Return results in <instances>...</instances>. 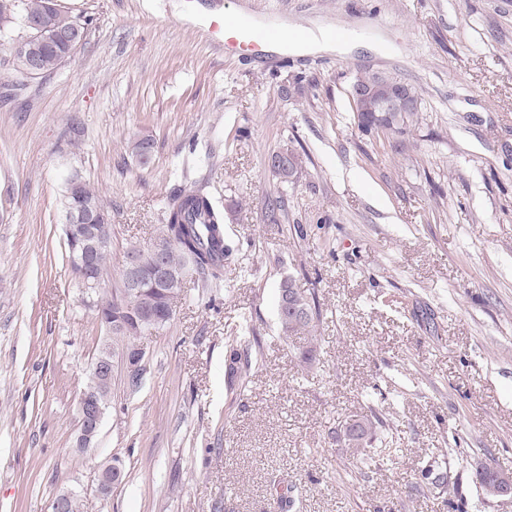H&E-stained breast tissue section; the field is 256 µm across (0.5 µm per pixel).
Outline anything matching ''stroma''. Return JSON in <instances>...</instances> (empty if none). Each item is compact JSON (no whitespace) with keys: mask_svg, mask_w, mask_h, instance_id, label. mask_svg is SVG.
Here are the masks:
<instances>
[{"mask_svg":"<svg viewBox=\"0 0 512 512\" xmlns=\"http://www.w3.org/2000/svg\"><path fill=\"white\" fill-rule=\"evenodd\" d=\"M58 2L92 19L74 56L15 93L0 68V512H50L65 491L92 512H266L272 473L302 512H512L478 480L512 473V0H197L195 24L182 0ZM249 9L359 45L225 55L208 28ZM375 70L419 91L409 132H360L349 91ZM135 135L155 142L148 166ZM285 149L303 158L288 184L267 165ZM75 169L109 210L107 291L192 181L223 202L232 247L223 283L189 276L141 337L140 387L117 370L84 451L103 331L64 258ZM288 279L321 310L308 367L281 332ZM234 351L250 360L236 382ZM363 417L371 439L337 442ZM115 456L127 481L102 500ZM112 462H113V464L114 463L118 464V466H119L118 469L121 472V477L119 475L118 477L113 478L112 471L111 472L108 471V468L111 466H112V470H113V468H117V466H113L112 464H110L107 467L100 470V472L98 473V477H97L96 491H97L98 495L101 496L102 498H107L110 495V493L112 492V489L118 488L120 486V484H122L125 481V479L127 478V473L125 471V467H124L122 461L113 458ZM119 481H120V484H119Z\"/></svg>","mask_w":512,"mask_h":512,"instance_id":"1","label":"stroma"}]
</instances>
